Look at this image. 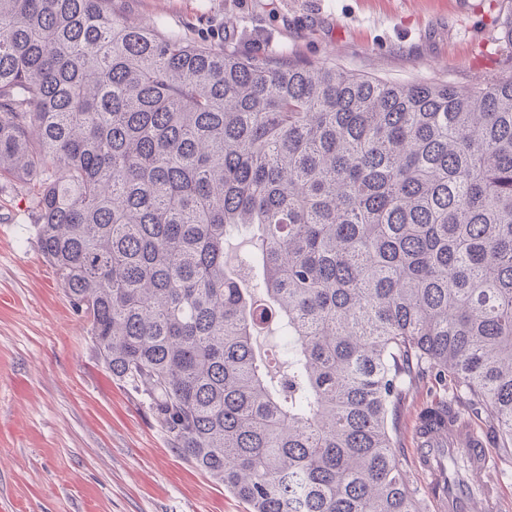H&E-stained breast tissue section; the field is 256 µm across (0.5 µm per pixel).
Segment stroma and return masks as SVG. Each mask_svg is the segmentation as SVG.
<instances>
[{"instance_id":"stroma-1","label":"stroma","mask_w":512,"mask_h":512,"mask_svg":"<svg viewBox=\"0 0 512 512\" xmlns=\"http://www.w3.org/2000/svg\"><path fill=\"white\" fill-rule=\"evenodd\" d=\"M512 0H130L225 50L328 62L399 82L473 88L512 75L500 23ZM409 391L396 459L426 495L414 427L442 398ZM0 512H250L172 448L148 400L105 369L36 238L26 185L0 180Z\"/></svg>"}]
</instances>
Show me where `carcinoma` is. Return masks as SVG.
Segmentation results:
<instances>
[{"label": "carcinoma", "instance_id": "carcinoma-1", "mask_svg": "<svg viewBox=\"0 0 512 512\" xmlns=\"http://www.w3.org/2000/svg\"><path fill=\"white\" fill-rule=\"evenodd\" d=\"M125 9L0 0V179L172 447L251 512H423L396 417L428 373L512 449V76L259 60ZM238 236L263 303L224 265ZM259 329L256 333V348L263 358H267L266 362L271 366L269 369L273 376H278L283 368L280 364L278 367L277 350L278 348V333L275 321H271ZM279 347V346H278ZM277 362V363H276Z\"/></svg>", "mask_w": 512, "mask_h": 512}]
</instances>
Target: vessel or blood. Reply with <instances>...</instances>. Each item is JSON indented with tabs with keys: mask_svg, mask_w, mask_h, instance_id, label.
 <instances>
[{
	"mask_svg": "<svg viewBox=\"0 0 512 512\" xmlns=\"http://www.w3.org/2000/svg\"><path fill=\"white\" fill-rule=\"evenodd\" d=\"M417 466L427 480L431 512H498L500 490L493 474L492 456L471 423L455 415L421 416L415 428ZM462 457L470 493L458 495L447 482L450 457Z\"/></svg>",
	"mask_w": 512,
	"mask_h": 512,
	"instance_id": "obj_1",
	"label": "vessel or blood"
}]
</instances>
